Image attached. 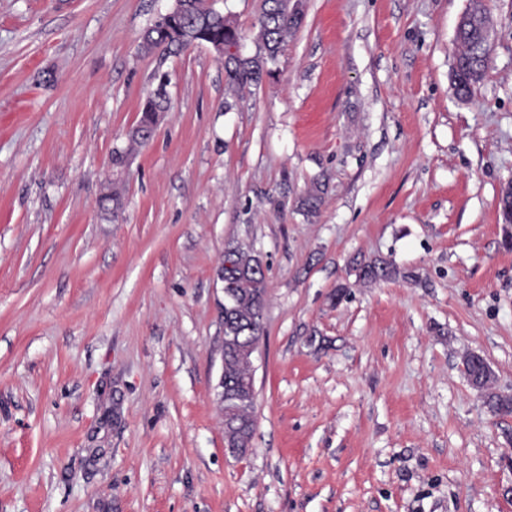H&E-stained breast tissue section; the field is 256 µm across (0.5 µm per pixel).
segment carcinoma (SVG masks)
I'll return each instance as SVG.
<instances>
[{
    "instance_id": "1",
    "label": "carcinoma",
    "mask_w": 512,
    "mask_h": 512,
    "mask_svg": "<svg viewBox=\"0 0 512 512\" xmlns=\"http://www.w3.org/2000/svg\"><path fill=\"white\" fill-rule=\"evenodd\" d=\"M303 10L296 0H262L257 22L255 42L257 52L252 56L234 58L224 64L225 82L228 88L240 93L259 84L263 77L272 75L268 64L275 61L288 35L302 22ZM490 27L487 9H481V19L467 32L457 35L461 50L455 57L452 73L458 80L457 95L461 99L472 97L483 81L489 68L492 45L483 35ZM242 40L238 27L224 13L214 8L212 0H179L176 11L169 18H159L142 35L140 48L145 52L157 49L180 51L194 42L207 43L215 48L219 45ZM169 105L164 89H158L149 98L142 111L138 126L151 131ZM322 190L319 184L299 199V209L313 217L321 203ZM224 259L231 267L224 269V285L232 290V297L224 308V335L234 339L251 341L263 333V315L267 295V279L258 269L259 255L243 245H229L224 249ZM398 276L397 267L382 260L372 259L359 265L357 279L364 284L387 281ZM466 373L478 385L489 408L498 414H512V397L495 390L491 385L492 372L471 355L463 358ZM248 373L247 364L233 362L224 376V387L229 398L236 400L235 420L229 432L228 444L233 448H248L255 431V403L252 397H239L231 382L243 380Z\"/></svg>"
}]
</instances>
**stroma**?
Instances as JSON below:
<instances>
[{"mask_svg": "<svg viewBox=\"0 0 512 512\" xmlns=\"http://www.w3.org/2000/svg\"><path fill=\"white\" fill-rule=\"evenodd\" d=\"M171 4L0 0V512H512V415L462 367L512 395V0H485L468 100V0H303L240 100L207 46L141 51ZM217 7L254 55L261 0ZM160 73L171 108L115 171ZM231 241L268 279L236 457ZM375 257L400 277L359 283ZM484 28H492L485 4L482 6L481 19L477 21L476 26L457 35L461 50L453 61L452 73L458 80L456 93L460 99L472 97L489 68L492 44L485 40ZM471 354H467L462 363L465 366L466 373L469 377H471L478 385V388L481 392H483L486 398V404L489 408L498 414H512V397L510 395H504L495 390V387L491 385L492 382V374L491 371L484 370V366L481 362H476Z\"/></svg>", "mask_w": 512, "mask_h": 512, "instance_id": "35a3bbf8", "label": "stroma"}]
</instances>
